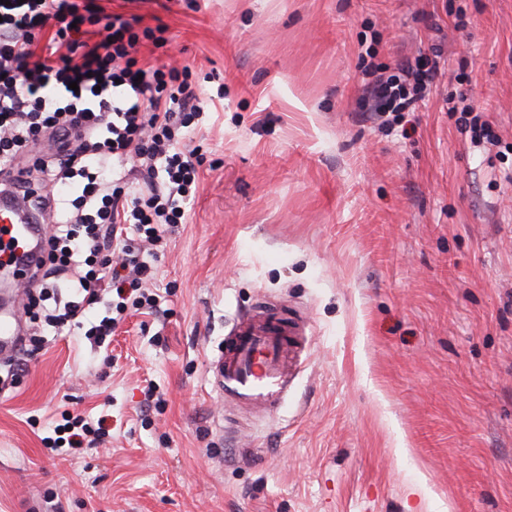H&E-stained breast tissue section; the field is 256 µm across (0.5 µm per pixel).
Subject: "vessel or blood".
Wrapping results in <instances>:
<instances>
[{
	"mask_svg": "<svg viewBox=\"0 0 512 512\" xmlns=\"http://www.w3.org/2000/svg\"><path fill=\"white\" fill-rule=\"evenodd\" d=\"M0 240L16 243L11 263L16 276L27 275L42 256L41 224L35 223L29 209L7 200L0 202ZM298 334V325L281 323L262 311L238 319L214 362L218 392L245 406L278 409L288 394ZM20 340L16 314L0 311V356L14 351Z\"/></svg>",
	"mask_w": 512,
	"mask_h": 512,
	"instance_id": "1",
	"label": "vessel or blood"
}]
</instances>
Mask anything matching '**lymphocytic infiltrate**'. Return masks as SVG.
<instances>
[{"label":"lymphocytic infiltrate","mask_w":512,"mask_h":512,"mask_svg":"<svg viewBox=\"0 0 512 512\" xmlns=\"http://www.w3.org/2000/svg\"><path fill=\"white\" fill-rule=\"evenodd\" d=\"M155 29L101 0H0V179L21 161L56 196L37 197L52 218L48 255L27 286L38 307L48 279L66 275L73 300L49 323L75 322L111 295V313L89 330L104 343L128 308L156 311L152 258L186 220L200 159L181 143L203 119L190 66H142ZM435 71L421 60L370 70V111L393 123L415 111ZM55 151L33 154L41 138Z\"/></svg>","instance_id":"lymphocytic-infiltrate-1"}]
</instances>
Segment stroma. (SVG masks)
I'll list each match as a JSON object with an SVG mask.
<instances>
[{"mask_svg":"<svg viewBox=\"0 0 512 512\" xmlns=\"http://www.w3.org/2000/svg\"><path fill=\"white\" fill-rule=\"evenodd\" d=\"M198 2L105 5L167 26L142 61L212 74L224 109L156 263L167 316L130 313L105 350L41 323L14 357L0 512H512V0ZM370 25L376 63L437 69L388 129L363 110ZM260 305L305 347L279 411L233 415L210 363ZM75 411L109 438L50 451ZM448 112L454 116L459 114L456 118V124L470 133L471 143L474 144V147H479L483 143L491 145L497 143L486 123L481 120V116L478 112H475L471 105L467 104L460 107L459 101H456L455 97L450 95L448 96Z\"/></svg>","mask_w":512,"mask_h":512,"instance_id":"1","label":"stroma"}]
</instances>
